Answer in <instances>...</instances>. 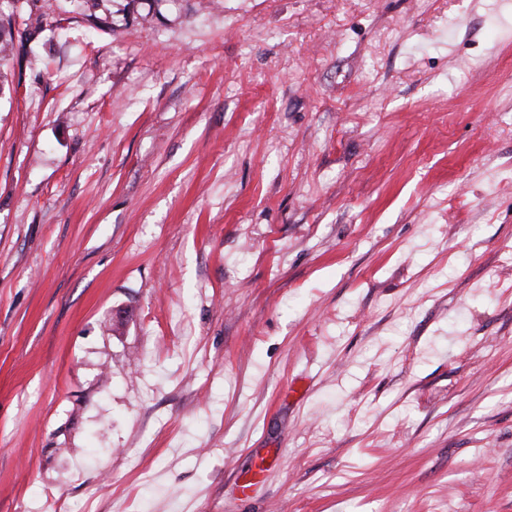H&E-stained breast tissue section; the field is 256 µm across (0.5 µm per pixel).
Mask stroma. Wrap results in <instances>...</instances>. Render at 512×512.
Listing matches in <instances>:
<instances>
[{
	"label": "stroma",
	"instance_id": "stroma-1",
	"mask_svg": "<svg viewBox=\"0 0 512 512\" xmlns=\"http://www.w3.org/2000/svg\"><path fill=\"white\" fill-rule=\"evenodd\" d=\"M0 20V512H512V0Z\"/></svg>",
	"mask_w": 512,
	"mask_h": 512
}]
</instances>
